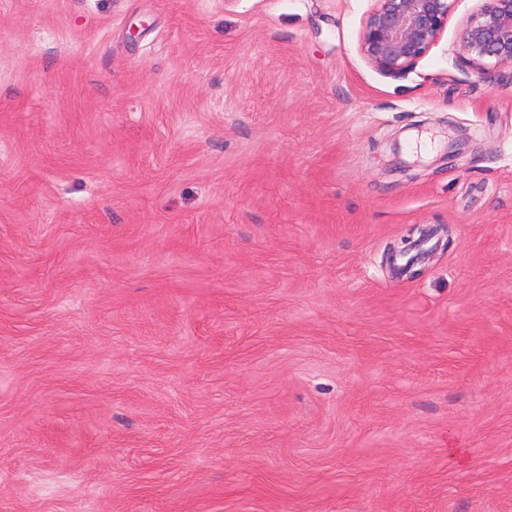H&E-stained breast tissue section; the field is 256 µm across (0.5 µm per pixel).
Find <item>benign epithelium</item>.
I'll use <instances>...</instances> for the list:
<instances>
[{"label": "benign epithelium", "instance_id": "obj_1", "mask_svg": "<svg viewBox=\"0 0 512 512\" xmlns=\"http://www.w3.org/2000/svg\"><path fill=\"white\" fill-rule=\"evenodd\" d=\"M374 2L359 34V51L378 72L401 77L440 39L452 0ZM461 47L478 74L491 62L512 67V0H482L465 25Z\"/></svg>", "mask_w": 512, "mask_h": 512}]
</instances>
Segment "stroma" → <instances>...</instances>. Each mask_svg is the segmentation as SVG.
Here are the masks:
<instances>
[{
  "label": "stroma",
  "mask_w": 512,
  "mask_h": 512,
  "mask_svg": "<svg viewBox=\"0 0 512 512\" xmlns=\"http://www.w3.org/2000/svg\"><path fill=\"white\" fill-rule=\"evenodd\" d=\"M480 5L397 78L374 0H0V512H512Z\"/></svg>",
  "instance_id": "1"
}]
</instances>
